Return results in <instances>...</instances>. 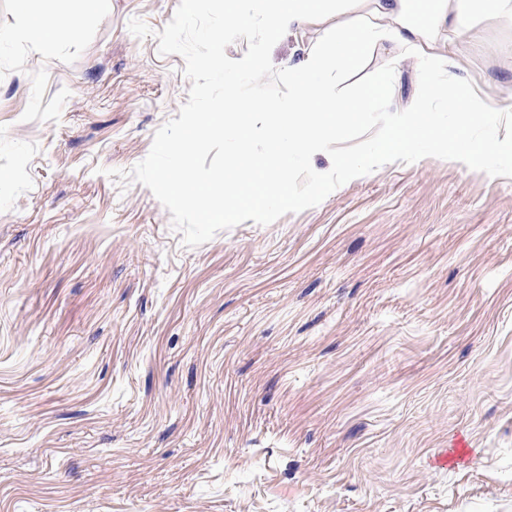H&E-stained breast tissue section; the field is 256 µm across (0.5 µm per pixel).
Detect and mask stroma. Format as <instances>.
Segmentation results:
<instances>
[{
	"label": "stroma",
	"mask_w": 512,
	"mask_h": 512,
	"mask_svg": "<svg viewBox=\"0 0 512 512\" xmlns=\"http://www.w3.org/2000/svg\"><path fill=\"white\" fill-rule=\"evenodd\" d=\"M179 3L0 0V512H512V178L399 161L185 246L117 176L189 99ZM28 9L82 25L35 46ZM463 39L512 109V18Z\"/></svg>",
	"instance_id": "1"
}]
</instances>
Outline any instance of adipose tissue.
Returning <instances> with one entry per match:
<instances>
[{"mask_svg": "<svg viewBox=\"0 0 512 512\" xmlns=\"http://www.w3.org/2000/svg\"><path fill=\"white\" fill-rule=\"evenodd\" d=\"M367 18L359 24L333 23L325 0H250L254 16L264 20L269 29L278 31L290 26L300 28L336 26V59L354 61L385 38L405 44L408 50L428 60L440 57L441 50L461 58L463 44L452 42L441 46L439 30L446 21H461L470 12L480 11L489 18L512 16V0H433L424 9L423 0H370ZM78 16L60 12L52 16L32 12L25 18V33L34 44L42 45L65 35L76 34Z\"/></svg>", "mask_w": 512, "mask_h": 512, "instance_id": "obj_1", "label": "adipose tissue"}]
</instances>
